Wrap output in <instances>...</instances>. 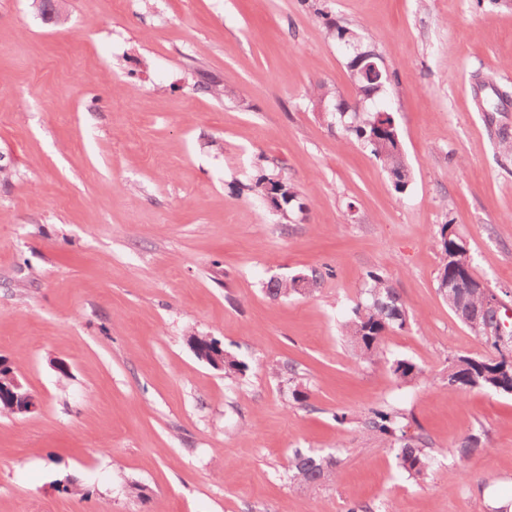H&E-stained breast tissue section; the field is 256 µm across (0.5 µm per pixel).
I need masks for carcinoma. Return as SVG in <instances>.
Masks as SVG:
<instances>
[{"label": "carcinoma", "instance_id": "carcinoma-1", "mask_svg": "<svg viewBox=\"0 0 512 512\" xmlns=\"http://www.w3.org/2000/svg\"><path fill=\"white\" fill-rule=\"evenodd\" d=\"M377 112L366 111L361 115L353 113L344 125L348 138L356 140L370 149L383 168L390 175L395 190L401 192L408 186L411 171L406 165L397 128L382 133L375 126ZM273 186L278 198L271 200L273 207L283 219L298 207L299 191L281 172L268 168L259 174L251 185V191L258 196L265 195L267 186ZM461 243L451 226L444 224L440 230V246L443 255L452 253L453 246ZM370 300L358 303L345 323V335L358 350L359 357L371 361L378 355L385 334L394 328L401 329L406 323V308L400 296L382 275L368 272ZM294 278L273 279L268 283V293L273 297L294 295ZM485 342L495 351L489 357L458 356L448 365V392L457 393L472 389L493 390L512 393V366L506 367L505 356H512V329L504 336H487ZM393 373L405 382H411L422 374L415 364L398 359L392 364ZM405 416L384 409H372L364 421L369 434L393 445L398 444L396 459L398 466L414 479H421L432 466V458L425 451L427 440L418 433L407 435ZM336 460L301 451L288 460L287 474L290 481L299 486L315 490L336 478Z\"/></svg>", "mask_w": 512, "mask_h": 512}]
</instances>
